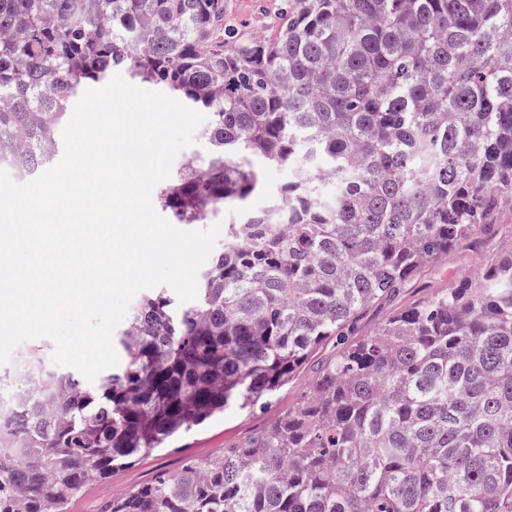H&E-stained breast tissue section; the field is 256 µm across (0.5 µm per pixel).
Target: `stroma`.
<instances>
[{"instance_id": "1", "label": "stroma", "mask_w": 512, "mask_h": 512, "mask_svg": "<svg viewBox=\"0 0 512 512\" xmlns=\"http://www.w3.org/2000/svg\"><path fill=\"white\" fill-rule=\"evenodd\" d=\"M281 2L224 0V19L251 35L271 38L278 29ZM475 269V254L467 248L450 254L440 263L427 266L417 280L403 288L399 296L371 308L359 323L360 333H369L397 309L422 301L436 290L447 287L452 273L472 272ZM311 378V372L300 374L293 384L282 390L277 403L267 412L253 415L237 411L225 413L168 447L116 469L106 480L87 486L73 497L67 504V512H101L107 503L125 497L159 475L177 473L187 461L203 462L212 458L225 447L258 432L278 414L288 410Z\"/></svg>"}]
</instances>
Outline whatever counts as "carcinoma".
I'll return each mask as SVG.
<instances>
[{
    "mask_svg": "<svg viewBox=\"0 0 512 512\" xmlns=\"http://www.w3.org/2000/svg\"><path fill=\"white\" fill-rule=\"evenodd\" d=\"M120 69L207 112L158 200L224 229L197 298L143 295L96 384L46 370L0 423V512H65L226 410L309 391L259 432L104 512H512V0H284L276 36L224 0H0V167L54 160L69 102ZM479 242L474 276L352 340L371 306ZM333 345L329 354L323 353ZM288 181V169L266 168L263 175V189L245 202L239 203L237 209L257 211L262 209L271 196Z\"/></svg>",
    "mask_w": 512,
    "mask_h": 512,
    "instance_id": "obj_1",
    "label": "carcinoma"
}]
</instances>
